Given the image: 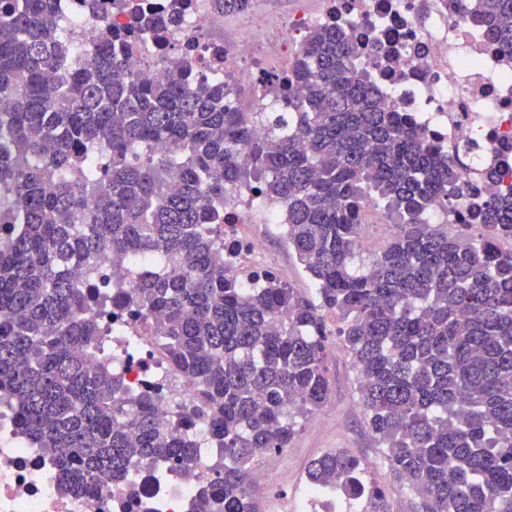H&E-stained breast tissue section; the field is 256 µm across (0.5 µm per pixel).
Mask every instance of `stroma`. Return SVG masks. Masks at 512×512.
Wrapping results in <instances>:
<instances>
[{
	"mask_svg": "<svg viewBox=\"0 0 512 512\" xmlns=\"http://www.w3.org/2000/svg\"><path fill=\"white\" fill-rule=\"evenodd\" d=\"M251 233L259 238L277 263L278 276L306 295L315 285L289 250L281 226L256 224ZM330 396L314 416L304 420L289 448L279 455L281 474L269 485V492L293 493L308 483L309 462L333 449H343L360 458L370 477L385 493L392 512H415L416 500L404 494L389 471L380 464L377 444L365 421V409L355 389L356 370L338 337H330L327 355Z\"/></svg>",
	"mask_w": 512,
	"mask_h": 512,
	"instance_id": "obj_1",
	"label": "stroma"
}]
</instances>
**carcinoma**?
Returning a JSON list of instances; mask_svg holds the SVG:
<instances>
[{
  "instance_id": "carcinoma-1",
  "label": "carcinoma",
  "mask_w": 512,
  "mask_h": 512,
  "mask_svg": "<svg viewBox=\"0 0 512 512\" xmlns=\"http://www.w3.org/2000/svg\"><path fill=\"white\" fill-rule=\"evenodd\" d=\"M55 2L0 0V398L66 485L196 457L151 395L126 396L83 357L103 330L94 277L80 285L71 269L152 253L154 271L119 273L127 287L112 307L151 321L196 385L182 424L204 416L224 449L198 512H259L254 460L289 447L297 417L327 401L333 334L353 357L381 463L417 512H512V253L499 248L512 235V186L473 205L477 236L429 223L434 204L477 187L356 66L339 28H307L287 78L292 111L260 138L257 113L225 104L238 96L226 81L181 60L162 80L127 73L132 39L181 23L177 0L159 14L112 0L83 55L52 25ZM211 2L227 15L253 0ZM449 2L512 53V0ZM252 184L286 210L288 247L317 299L270 272L243 288L216 259L224 195ZM374 205L395 231L366 255L360 219ZM366 473L333 450L307 478L362 512H391Z\"/></svg>"
}]
</instances>
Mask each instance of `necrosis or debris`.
<instances>
[{"instance_id":"1","label":"necrosis or debris","mask_w":512,"mask_h":512,"mask_svg":"<svg viewBox=\"0 0 512 512\" xmlns=\"http://www.w3.org/2000/svg\"><path fill=\"white\" fill-rule=\"evenodd\" d=\"M318 12H300L282 26L262 14L247 15L234 35L235 51L213 64L209 35L223 27L210 0H189L173 45H195L188 63L212 79L253 87L252 107L287 111L280 93L288 73L283 62L294 56L298 32L315 24L343 28L358 47L357 62L367 67L380 91L412 113L428 137L460 156L465 177L483 195L512 185V55L498 50L471 20L448 11L445 0H320ZM59 21L71 29L78 49H93L104 23L102 12L84 0H60ZM258 187L231 193L224 205L226 235L235 252L224 259L243 284L254 273L272 270L263 245L244 230L254 219L285 223L283 207L261 206ZM111 328L103 348H89L93 366L120 377L134 393L154 394L157 415L180 437L195 438L197 457L189 469L166 471L161 481L134 475L133 483L107 484L84 494L60 487L54 464L22 435L12 409L0 406V512H190L215 475L223 453L210 447L208 424L179 426V412L197 405L193 381L172 369L150 324L130 315L108 317Z\"/></svg>"}]
</instances>
